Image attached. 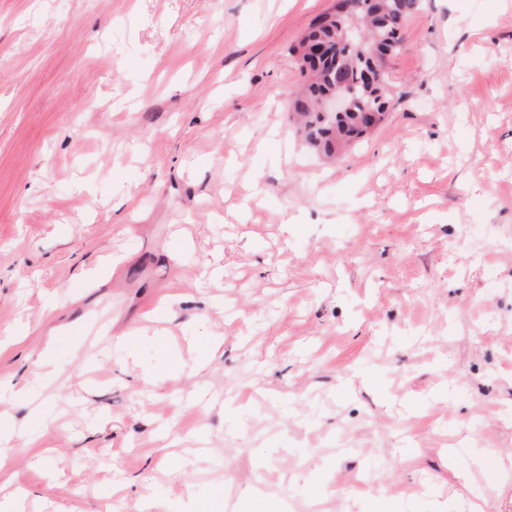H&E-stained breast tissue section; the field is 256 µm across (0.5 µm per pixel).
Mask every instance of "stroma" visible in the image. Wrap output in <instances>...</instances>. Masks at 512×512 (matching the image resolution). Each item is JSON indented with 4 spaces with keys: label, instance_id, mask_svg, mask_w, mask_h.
Instances as JSON below:
<instances>
[{
    "label": "stroma",
    "instance_id": "35a3bbf8",
    "mask_svg": "<svg viewBox=\"0 0 512 512\" xmlns=\"http://www.w3.org/2000/svg\"><path fill=\"white\" fill-rule=\"evenodd\" d=\"M334 3L0 0L21 512H512V0H421L327 159L289 48Z\"/></svg>",
    "mask_w": 512,
    "mask_h": 512
}]
</instances>
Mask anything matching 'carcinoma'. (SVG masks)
Wrapping results in <instances>:
<instances>
[{"label":"carcinoma","instance_id":"obj_1","mask_svg":"<svg viewBox=\"0 0 512 512\" xmlns=\"http://www.w3.org/2000/svg\"><path fill=\"white\" fill-rule=\"evenodd\" d=\"M418 2L353 0L351 13L319 15L308 33L290 47L306 77L292 108L308 146L333 155L363 136V113L387 112L392 100L386 91L388 73L372 84L362 81V76L366 70L387 66L388 59L397 53L401 28ZM341 78L354 88L348 111H322V102L336 91Z\"/></svg>","mask_w":512,"mask_h":512}]
</instances>
